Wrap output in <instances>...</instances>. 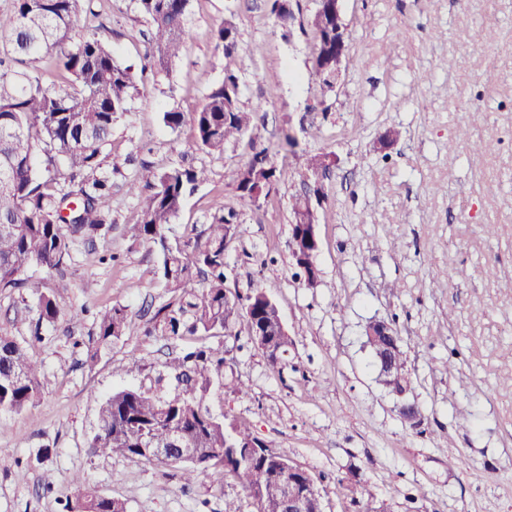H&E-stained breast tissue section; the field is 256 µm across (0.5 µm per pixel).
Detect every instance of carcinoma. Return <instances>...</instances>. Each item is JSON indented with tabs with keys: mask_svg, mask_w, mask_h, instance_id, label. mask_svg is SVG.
Returning a JSON list of instances; mask_svg holds the SVG:
<instances>
[{
	"mask_svg": "<svg viewBox=\"0 0 512 512\" xmlns=\"http://www.w3.org/2000/svg\"><path fill=\"white\" fill-rule=\"evenodd\" d=\"M91 0H12L0 10V34L7 36L0 52V289L19 288L33 267L57 270L70 258L78 242H91L106 231L111 212L112 176L103 170L104 151L114 123L130 111L138 90L132 66L117 62L107 39L98 32L70 41L74 22L89 9ZM149 25L148 48L141 72L168 71L180 58L192 36L189 0H130ZM336 9V0H324L311 19L317 31V51L326 57L336 39L334 30L321 26V17ZM215 47L226 60L224 81L210 88L201 108L185 114L164 113V122L176 128L190 122L200 146L221 152L231 140L250 128L251 113L242 110L232 92L238 75L233 67L238 51L236 31L219 25ZM51 46L61 47L54 67L67 87L42 83L31 70L16 63H33ZM288 177L260 151L235 174L240 199L253 200L263 190ZM207 180V169L173 168L162 173L144 167L129 191L151 189L142 199L131 237L152 244L161 256L163 288L170 298L149 320L145 335L168 340L187 336H234L244 322L247 333L262 332L273 347L269 366L288 365L293 343L283 329L277 304L256 289L244 298L228 296L224 253L231 238L234 213L207 225L204 240H170V224L185 197ZM73 198L77 209L69 217L62 204ZM69 284L59 279L52 292L38 299L39 322L54 323L78 311L67 303ZM127 313L120 306L101 312L95 353L109 349L126 333ZM224 346L200 345L181 352L168 363L182 392L159 397L141 389L124 388L104 397L98 407L97 431L89 447L96 455L179 465L190 482L200 473L219 470L231 476L252 500L255 512H278L277 495L283 486L306 493L309 510H320V496L309 473L295 465L286 452L268 448L246 424L226 423L204 403L213 384L243 392L234 378L224 376ZM41 363L26 345L0 333V415L20 413L41 398ZM78 512H127L125 502L89 491L76 475Z\"/></svg>",
	"mask_w": 512,
	"mask_h": 512,
	"instance_id": "1",
	"label": "carcinoma"
}]
</instances>
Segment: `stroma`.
<instances>
[{
  "mask_svg": "<svg viewBox=\"0 0 512 512\" xmlns=\"http://www.w3.org/2000/svg\"><path fill=\"white\" fill-rule=\"evenodd\" d=\"M316 8L296 0L288 35L267 0H190L191 41L112 129L103 164L113 172L110 230L78 244L62 271L35 268L24 288L0 290V332L29 342L43 364L41 401L0 416V512H66L77 474L127 512H255L233 480L207 472L188 483L180 466L88 448L98 398L125 387L177 394L168 355L200 343L144 334L167 299L158 252L125 231L141 203L127 185L145 164L207 169L170 236H200L213 218L234 214L227 285L265 291L293 341L276 373L236 325L224 347L248 392L212 387L205 403L214 416L246 422L286 451L311 474L324 512H358L344 494L348 479L362 481L381 512H512V387L503 384L512 377V0H344L348 53L330 89L312 73ZM224 22L237 28L239 104L253 123L209 153L190 123L173 129L163 115L199 109L223 81L213 31ZM97 29L118 61L139 64L148 26L129 0H91L75 31ZM467 125L487 142L484 153L457 138ZM263 149L290 176L259 203L243 202L233 175ZM316 153L334 163L321 179L320 282L309 288L295 276L292 205L306 189L305 157ZM488 224L496 236L485 234ZM61 277L83 316L38 324L37 298ZM112 305L126 310L127 332L87 364L95 315ZM374 319L404 338L418 426L401 419L371 365L362 333ZM130 357L141 371L121 372Z\"/></svg>",
  "mask_w": 512,
  "mask_h": 512,
  "instance_id": "stroma-1",
  "label": "stroma"
}]
</instances>
